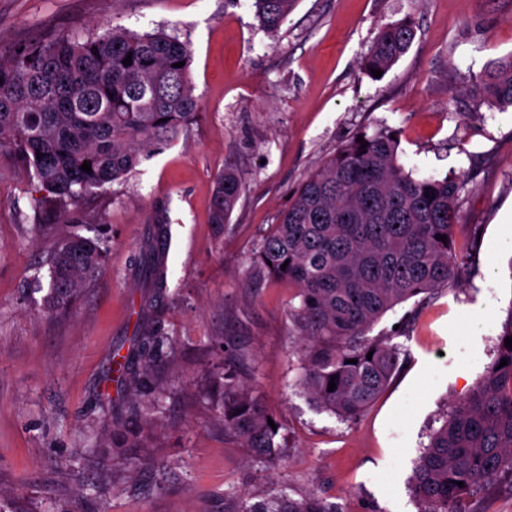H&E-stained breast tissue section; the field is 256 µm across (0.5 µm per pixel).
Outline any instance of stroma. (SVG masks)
<instances>
[{
    "label": "stroma",
    "instance_id": "1",
    "mask_svg": "<svg viewBox=\"0 0 512 512\" xmlns=\"http://www.w3.org/2000/svg\"><path fill=\"white\" fill-rule=\"evenodd\" d=\"M406 18L412 46L372 78L365 54L382 27ZM105 20L189 43L199 117L88 202L103 221L80 232L104 237L105 268L58 317L43 310L52 241L36 231L35 181L0 150V512H224L225 496L257 503L281 488L317 491L337 512H418L414 462L494 360L512 310V107L472 93L476 77L512 56V0H299L274 36L251 0H0V48L96 34ZM383 126L397 133L405 169L463 180L462 262L447 287L374 326L405 324V360L348 423L300 393L288 318L297 290L255 277L252 258L305 179ZM227 168L244 192L220 229L209 213ZM159 204L171 233L159 321L175 354L155 372L163 409L131 458L112 451L104 421L125 404L112 353L134 336L143 292L130 285L131 259ZM228 353L278 423L284 458L253 461L208 404ZM462 507L512 512V477Z\"/></svg>",
    "mask_w": 512,
    "mask_h": 512
}]
</instances>
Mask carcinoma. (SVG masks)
Segmentation results:
<instances>
[{
    "instance_id": "cac0c4a2",
    "label": "carcinoma",
    "mask_w": 512,
    "mask_h": 512,
    "mask_svg": "<svg viewBox=\"0 0 512 512\" xmlns=\"http://www.w3.org/2000/svg\"><path fill=\"white\" fill-rule=\"evenodd\" d=\"M260 27L277 34L298 0H252ZM415 38L413 23L383 27L363 60L365 71L388 72ZM132 56V64L123 60ZM184 66L178 67L176 63ZM190 45L163 31L135 33L112 26L84 39L61 34L7 52L0 50V149L9 148L36 180L39 212L63 224H99L102 218L76 203L124 178L149 151L173 141L197 117L190 75ZM473 93L512 106V56L475 80ZM342 145L313 172L254 253L257 275L286 280L298 289L291 319L299 359L297 385L320 411L353 422L374 404L400 368L394 334L367 332L396 306L448 285L455 276L463 183L454 177L415 178L398 159V140L387 128ZM85 162L91 171L81 170ZM242 193L232 169L215 179L211 223H228ZM444 235L447 241L436 239ZM168 238L165 209L152 218L134 264L156 289L144 301L131 348L119 356L118 383L126 418L147 428L162 407L156 362L174 347L153 320L166 290ZM100 237L77 233L53 241L50 288L44 299L66 311L80 288L103 271ZM286 268H281V265ZM512 308L499 335L496 357L467 397L445 415L415 462L409 491L420 512H464L470 492L512 474ZM372 358H367V354ZM508 364L500 366L502 359ZM357 363L350 364L348 360ZM335 379L336 389L328 391ZM207 396L224 430L243 441L258 462L286 454L270 414L237 378L229 359ZM112 447L142 448L141 431L112 429ZM463 482L460 487L457 482ZM224 512H335L314 492L294 498L284 491L260 504L224 499Z\"/></svg>"
}]
</instances>
